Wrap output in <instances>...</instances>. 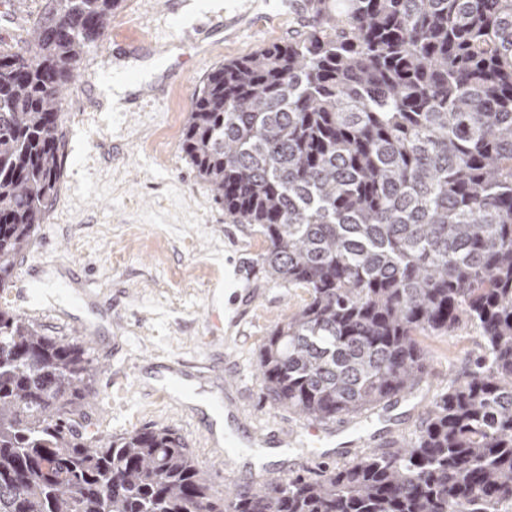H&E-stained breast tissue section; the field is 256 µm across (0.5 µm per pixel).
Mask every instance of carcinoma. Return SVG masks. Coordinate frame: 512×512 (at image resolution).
Returning a JSON list of instances; mask_svg holds the SVG:
<instances>
[{"label":"carcinoma","instance_id":"obj_1","mask_svg":"<svg viewBox=\"0 0 512 512\" xmlns=\"http://www.w3.org/2000/svg\"><path fill=\"white\" fill-rule=\"evenodd\" d=\"M118 0H45L0 43V288L62 178L60 102ZM310 29L213 70L181 149L276 283L307 289L264 397L328 423L424 378L419 336L484 353L415 439L218 494L169 428H76L88 348L0 309V512H512V0H305Z\"/></svg>","mask_w":512,"mask_h":512}]
</instances>
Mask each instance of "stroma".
I'll return each mask as SVG.
<instances>
[{
    "label": "stroma",
    "mask_w": 512,
    "mask_h": 512,
    "mask_svg": "<svg viewBox=\"0 0 512 512\" xmlns=\"http://www.w3.org/2000/svg\"><path fill=\"white\" fill-rule=\"evenodd\" d=\"M43 4L0 0V42L23 39ZM309 22L302 0H122L62 101L57 198L0 290V308L89 347L96 395L82 428L105 437L172 428L219 492L229 478L245 487L265 472L307 475L360 453L338 422L311 436L264 398L260 348L308 293L266 276L258 226L225 218L179 142L153 147L169 125L183 127L214 67ZM123 82L136 85L135 99L106 108L107 91ZM419 342L422 382L402 402L354 419L367 447L392 432L414 437L428 402L480 353L483 338L463 324ZM177 367L219 403L225 436L248 451L225 453L204 409L163 393ZM269 432L285 435L287 451L260 449Z\"/></svg>",
    "instance_id": "35a3bbf8"
}]
</instances>
